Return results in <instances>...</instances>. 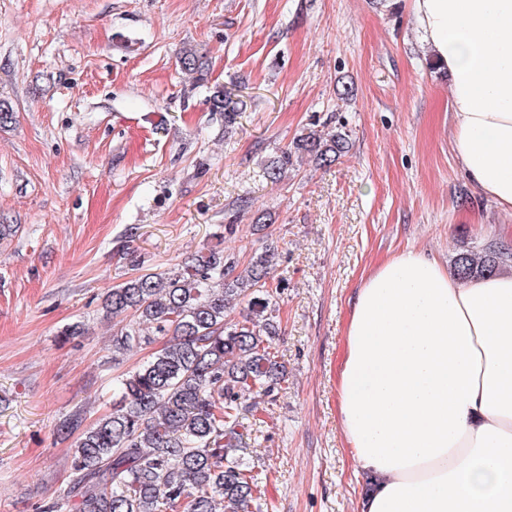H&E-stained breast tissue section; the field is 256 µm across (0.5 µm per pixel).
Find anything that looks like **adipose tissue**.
I'll list each match as a JSON object with an SVG mask.
<instances>
[{
    "mask_svg": "<svg viewBox=\"0 0 512 512\" xmlns=\"http://www.w3.org/2000/svg\"><path fill=\"white\" fill-rule=\"evenodd\" d=\"M451 77L453 151L512 211V0H412ZM339 428L355 512H512V273L461 281L406 249L351 299Z\"/></svg>",
    "mask_w": 512,
    "mask_h": 512,
    "instance_id": "1",
    "label": "adipose tissue"
}]
</instances>
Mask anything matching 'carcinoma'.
Listing matches in <instances>:
<instances>
[{
  "label": "carcinoma",
  "instance_id": "carcinoma-1",
  "mask_svg": "<svg viewBox=\"0 0 512 512\" xmlns=\"http://www.w3.org/2000/svg\"><path fill=\"white\" fill-rule=\"evenodd\" d=\"M181 69L207 81L209 60L182 50ZM210 111L237 123L246 103L216 86ZM349 148L348 135L316 133L268 161L265 175L281 180L293 155L331 163ZM275 253L252 256L241 270L221 249L188 256L161 273L139 267L107 294V314L122 318L112 336V362L157 340L163 347L115 378L112 412L82 431L72 453L69 512H254L259 478L237 457L245 397L267 402L286 382L274 347L279 324L271 312L269 275ZM512 266V251L488 242L453 258V273L469 280ZM243 320H225L231 303Z\"/></svg>",
  "mask_w": 512,
  "mask_h": 512
}]
</instances>
